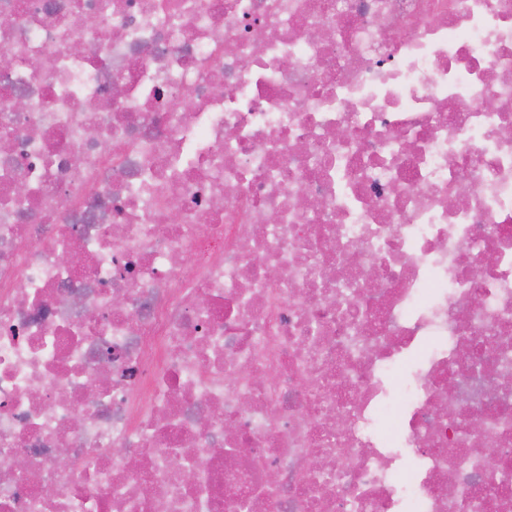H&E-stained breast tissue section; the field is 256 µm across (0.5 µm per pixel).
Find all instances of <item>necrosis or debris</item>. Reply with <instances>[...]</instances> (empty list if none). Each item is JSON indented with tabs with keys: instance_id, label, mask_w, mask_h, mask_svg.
<instances>
[{
	"instance_id": "4bbe7bcc",
	"label": "necrosis or debris",
	"mask_w": 512,
	"mask_h": 512,
	"mask_svg": "<svg viewBox=\"0 0 512 512\" xmlns=\"http://www.w3.org/2000/svg\"><path fill=\"white\" fill-rule=\"evenodd\" d=\"M0 53V512H512V0H0Z\"/></svg>"
}]
</instances>
